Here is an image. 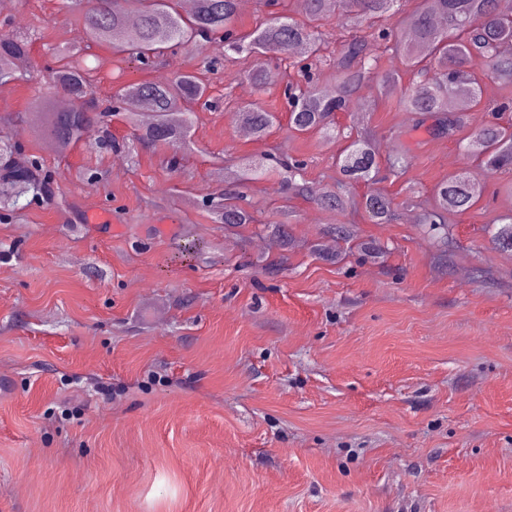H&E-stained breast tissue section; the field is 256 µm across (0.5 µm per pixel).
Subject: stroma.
<instances>
[{
    "label": "stroma",
    "instance_id": "35a3bbf8",
    "mask_svg": "<svg viewBox=\"0 0 512 512\" xmlns=\"http://www.w3.org/2000/svg\"><path fill=\"white\" fill-rule=\"evenodd\" d=\"M0 30L31 38L0 114L54 177L51 199L0 212V512H512V250L493 242L512 176L488 178L447 242L417 220L438 182L476 169L462 146L511 89L485 83L459 131L434 138L370 80L340 129L412 156L399 182L378 180L396 215L374 224L218 179L273 154L332 185L344 140L288 129L297 70L260 90L254 54L214 47L207 70L185 47L145 67L96 46L99 100L196 73L214 106L193 107L179 151L135 144L119 111L111 148L94 134L49 152L25 114L73 17L63 0H10ZM250 104L279 119L263 138L231 121ZM238 189L254 223H212L201 199ZM284 206L278 241L266 225Z\"/></svg>",
    "mask_w": 512,
    "mask_h": 512
}]
</instances>
